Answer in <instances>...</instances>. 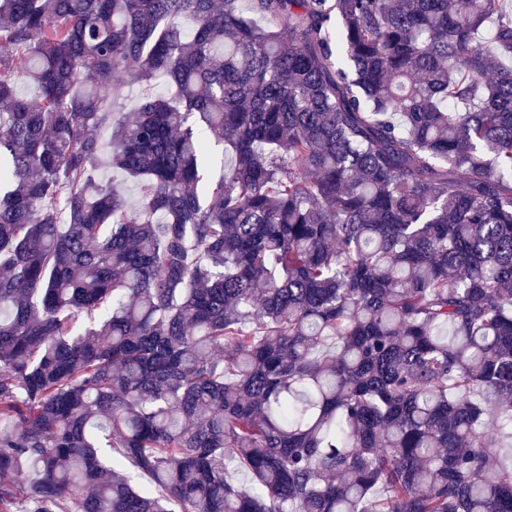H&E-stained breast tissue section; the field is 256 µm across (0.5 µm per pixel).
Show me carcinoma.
<instances>
[{
  "label": "carcinoma",
  "instance_id": "carcinoma-1",
  "mask_svg": "<svg viewBox=\"0 0 512 512\" xmlns=\"http://www.w3.org/2000/svg\"><path fill=\"white\" fill-rule=\"evenodd\" d=\"M0 43V512H512V0H0ZM114 75L171 92L113 124Z\"/></svg>",
  "mask_w": 512,
  "mask_h": 512
}]
</instances>
